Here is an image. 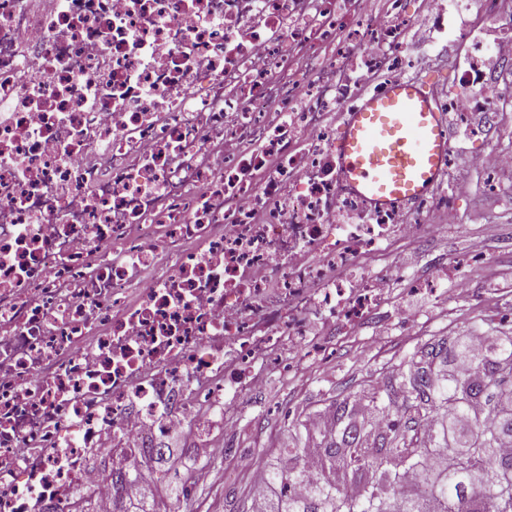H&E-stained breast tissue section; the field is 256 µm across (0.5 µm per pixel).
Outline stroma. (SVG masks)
Returning a JSON list of instances; mask_svg holds the SVG:
<instances>
[{"instance_id":"stroma-1","label":"stroma","mask_w":512,"mask_h":512,"mask_svg":"<svg viewBox=\"0 0 512 512\" xmlns=\"http://www.w3.org/2000/svg\"><path fill=\"white\" fill-rule=\"evenodd\" d=\"M451 144L457 167L445 186L455 200L459 228L409 250L403 277L389 283L386 314L357 334L337 338L332 363H305L294 376L274 380L249 395L239 428L224 436L230 455L213 459L195 436H185L177 466L168 470L164 484L150 488L163 504L171 503L172 490L188 484L195 512H250L252 476L239 470L241 457L254 458L263 471L281 466L284 449L303 446L307 437L317 436L312 419H327L330 407L342 401L364 408L368 390L387 382L405 354L418 345L435 337L460 342L493 331L512 317V172L493 179L475 163L492 146L512 149V112L503 114L494 131L455 135ZM479 241L494 262L466 270V297L456 296L450 280L435 296L409 292V278L435 274L449 257L469 251ZM403 306L417 315L415 327L396 318ZM202 466L206 478L189 484V475Z\"/></svg>"}]
</instances>
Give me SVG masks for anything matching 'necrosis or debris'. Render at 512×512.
<instances>
[{
  "instance_id": "1",
  "label": "necrosis or debris",
  "mask_w": 512,
  "mask_h": 512,
  "mask_svg": "<svg viewBox=\"0 0 512 512\" xmlns=\"http://www.w3.org/2000/svg\"><path fill=\"white\" fill-rule=\"evenodd\" d=\"M443 2L0 0V512H114L113 471L377 319L387 245L456 211L366 208L338 124L447 43ZM475 2L512 47V0ZM494 43L456 40V125L512 108Z\"/></svg>"
}]
</instances>
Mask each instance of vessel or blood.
<instances>
[{
  "label": "vessel or blood",
  "mask_w": 512,
  "mask_h": 512,
  "mask_svg": "<svg viewBox=\"0 0 512 512\" xmlns=\"http://www.w3.org/2000/svg\"><path fill=\"white\" fill-rule=\"evenodd\" d=\"M448 119L420 77L395 81L347 113L336 142L347 190L374 210H399L443 184Z\"/></svg>",
  "instance_id": "1"
}]
</instances>
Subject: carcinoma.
Listing matches in <instances>:
<instances>
[{
  "label": "carcinoma",
  "instance_id": "carcinoma-1",
  "mask_svg": "<svg viewBox=\"0 0 512 512\" xmlns=\"http://www.w3.org/2000/svg\"><path fill=\"white\" fill-rule=\"evenodd\" d=\"M483 345L479 377L462 379L445 366L466 355V346L450 345L446 338L422 344L397 382L370 395L368 406L380 423H352L339 433L337 426L350 412L346 402L336 404L333 423L319 442L318 477L310 479L296 464L267 474L268 484L279 488L274 512H512V494L498 489L500 476L512 473V453L500 452L512 444V336H486ZM474 407L481 417L457 435L438 428L421 432L425 424L466 416ZM437 448L448 449L451 467H440ZM338 465L381 476L348 495L331 479ZM408 470L419 473L417 482L404 483ZM123 485L112 481L122 512H162L154 499L130 506Z\"/></svg>",
  "mask_w": 512,
  "mask_h": 512
}]
</instances>
